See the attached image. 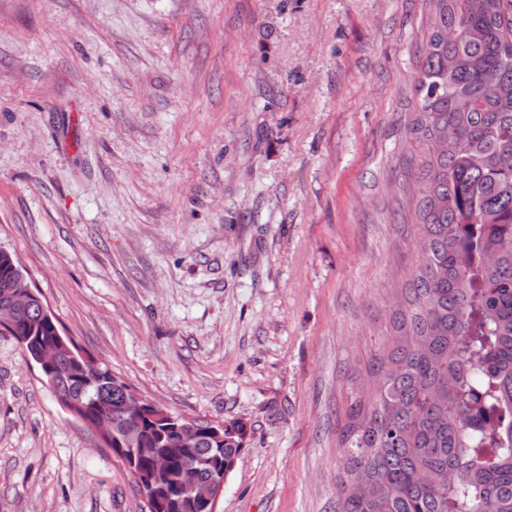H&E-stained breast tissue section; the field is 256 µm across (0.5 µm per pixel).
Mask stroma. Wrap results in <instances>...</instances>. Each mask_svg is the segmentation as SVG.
<instances>
[{"mask_svg":"<svg viewBox=\"0 0 512 512\" xmlns=\"http://www.w3.org/2000/svg\"><path fill=\"white\" fill-rule=\"evenodd\" d=\"M422 0H0V248L158 406L243 421L217 512H338L418 263ZM0 512H146L0 329Z\"/></svg>","mask_w":512,"mask_h":512,"instance_id":"1","label":"stroma"}]
</instances>
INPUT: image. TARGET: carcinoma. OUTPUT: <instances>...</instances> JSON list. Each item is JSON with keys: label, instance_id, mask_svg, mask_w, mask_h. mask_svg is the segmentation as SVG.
Here are the masks:
<instances>
[{"label": "carcinoma", "instance_id": "obj_1", "mask_svg": "<svg viewBox=\"0 0 512 512\" xmlns=\"http://www.w3.org/2000/svg\"><path fill=\"white\" fill-rule=\"evenodd\" d=\"M427 5L408 119L419 149L410 193L420 260L388 353L371 367L373 391L347 412L339 512H512V0H483L476 13L463 0ZM22 275L0 255V302ZM56 330L35 304L8 332L33 337L24 352L34 361ZM42 381L92 422L120 418L117 403L100 406L125 385L104 363L63 356ZM211 424L171 411L143 418L133 447L146 452L126 467L158 486L148 512H211L204 492L219 472L210 459L222 446L232 465L246 436L234 422L221 445ZM191 428L198 443L180 444L178 431ZM193 462L200 486L188 496L176 476Z\"/></svg>", "mask_w": 512, "mask_h": 512}]
</instances>
